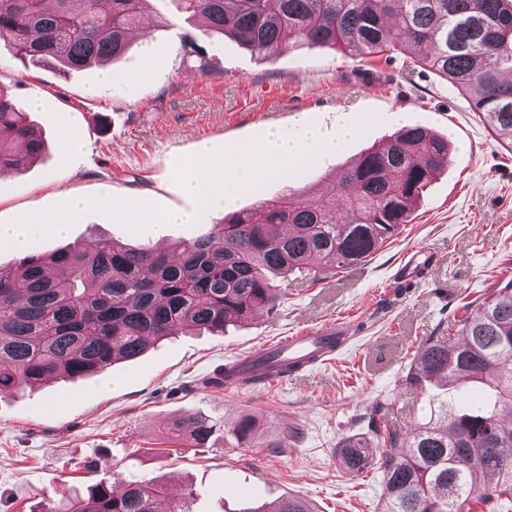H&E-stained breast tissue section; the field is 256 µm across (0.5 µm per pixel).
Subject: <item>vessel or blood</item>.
I'll use <instances>...</instances> for the list:
<instances>
[{
    "mask_svg": "<svg viewBox=\"0 0 512 512\" xmlns=\"http://www.w3.org/2000/svg\"><path fill=\"white\" fill-rule=\"evenodd\" d=\"M425 269L424 262L410 259L401 265L394 278L403 289L419 280ZM349 336L347 322L325 324L286 336L278 341L252 350L234 362L243 374L257 377L259 383L286 380L290 367L306 368L327 361Z\"/></svg>",
    "mask_w": 512,
    "mask_h": 512,
    "instance_id": "vessel-or-blood-1",
    "label": "vessel or blood"
}]
</instances>
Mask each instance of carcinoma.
Instances as JSON below:
<instances>
[{
    "instance_id": "cac0c4a2",
    "label": "carcinoma",
    "mask_w": 512,
    "mask_h": 512,
    "mask_svg": "<svg viewBox=\"0 0 512 512\" xmlns=\"http://www.w3.org/2000/svg\"><path fill=\"white\" fill-rule=\"evenodd\" d=\"M143 0H0V42L33 58L80 69L115 61L142 20ZM207 29L259 54L310 46L361 56H405V71H430L464 96L493 133L512 142V0H177ZM183 55L208 72V50L185 35ZM45 149L0 89V169L23 170ZM449 158L448 140L419 125L398 129L309 199L290 189L228 214L171 254L94 238L0 268V393L103 373L179 333L242 323L280 294L270 276L345 270L395 236ZM461 339L417 352L406 384L443 388L437 411L405 437L368 416L367 431L339 445L356 476L380 472L381 512H512V280L457 320ZM485 385L486 404L466 401ZM216 425L194 413L168 421L167 438L207 444ZM192 493L171 499L152 479L119 491L107 480L47 512H192ZM312 512L285 497L266 509Z\"/></svg>"
}]
</instances>
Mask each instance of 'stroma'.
Here are the masks:
<instances>
[{
  "mask_svg": "<svg viewBox=\"0 0 512 512\" xmlns=\"http://www.w3.org/2000/svg\"><path fill=\"white\" fill-rule=\"evenodd\" d=\"M187 34L207 47L208 74L182 54ZM402 63L322 47L259 55L208 34L172 0H148L128 51L105 69L63 68L0 45V87L46 144L38 162L0 183V224L34 210L59 213L71 197L87 202L70 215L67 234L35 230L31 254L98 237L151 246L156 221L182 209L195 210L197 221L166 225L170 244L207 233L215 212L181 189L185 159L201 142L220 159L258 148L273 128L298 136L309 125L332 129L342 118L371 115L340 153L316 159L296 180L261 176L238 190L240 209L291 185L318 195L324 176L394 133L401 112L451 143L448 166L410 223L361 264L272 277L279 305L249 322L162 340L102 376L0 394V512H47L93 477L117 486L156 479L174 498L192 492L193 512H243L288 496L313 512H380L381 475L347 472L340 441L366 432L365 415L375 406L408 433L428 421L430 395L405 381L416 351L432 337L454 335L464 303L512 279V147L441 78L408 79ZM74 138L81 149L67 151ZM125 201L137 203L147 223H127ZM427 249L437 259L417 287H396L397 268ZM343 320L354 336L304 376L251 386L211 382L263 344ZM184 413L209 419L217 431L204 447L169 450L166 424ZM245 416L256 427L241 440L231 431Z\"/></svg>",
  "mask_w": 512,
  "mask_h": 512,
  "instance_id": "35a3bbf8",
  "label": "stroma"
}]
</instances>
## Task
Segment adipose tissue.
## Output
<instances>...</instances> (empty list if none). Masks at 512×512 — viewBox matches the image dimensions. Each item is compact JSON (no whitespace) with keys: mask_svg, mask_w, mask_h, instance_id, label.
I'll return each instance as SVG.
<instances>
[{"mask_svg":"<svg viewBox=\"0 0 512 512\" xmlns=\"http://www.w3.org/2000/svg\"><path fill=\"white\" fill-rule=\"evenodd\" d=\"M357 130L356 123L343 121L332 132L308 130L301 140L286 138L274 132L262 147L243 152L232 160H214L206 146H198L184 164L183 189L206 206L226 207L233 194V185L249 184L260 174L273 177L293 174L320 154L339 150ZM219 171L227 173L231 182L230 188L220 195L211 190L212 178ZM85 206V200L73 199L69 201L66 213L49 216L35 212L19 223L1 224L0 243L17 249L23 248L28 231L39 226L50 228L56 233L64 232L69 214Z\"/></svg>","mask_w":512,"mask_h":512,"instance_id":"ef3b65f1","label":"adipose tissue"}]
</instances>
